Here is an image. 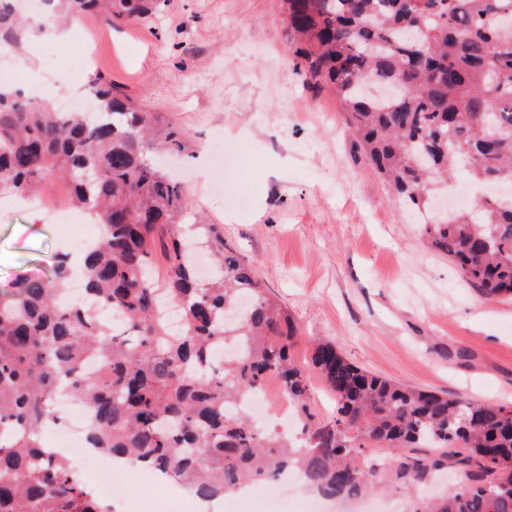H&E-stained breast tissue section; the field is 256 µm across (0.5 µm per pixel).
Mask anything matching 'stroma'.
<instances>
[{
  "instance_id": "1",
  "label": "stroma",
  "mask_w": 512,
  "mask_h": 512,
  "mask_svg": "<svg viewBox=\"0 0 512 512\" xmlns=\"http://www.w3.org/2000/svg\"><path fill=\"white\" fill-rule=\"evenodd\" d=\"M69 31L53 74L39 64L27 81L53 104L100 74L184 134V149L159 161L296 319V359L311 339H329L379 376L512 404V298H484L428 247L365 163L335 94L308 85L282 0H163L144 20L90 15ZM69 200L58 178L41 185L38 211L0 195L1 286L64 251L47 210ZM459 481L455 470L422 492L391 481L370 499L412 512Z\"/></svg>"
}]
</instances>
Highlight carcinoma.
<instances>
[{"mask_svg": "<svg viewBox=\"0 0 512 512\" xmlns=\"http://www.w3.org/2000/svg\"><path fill=\"white\" fill-rule=\"evenodd\" d=\"M44 24L93 14L145 18L159 0H45ZM505 0H284L296 50L315 86L333 88L366 162L415 216L437 185L459 173L475 185L512 183V15ZM14 0H0V46L27 39ZM88 87L103 105L89 123L0 84V194L34 195L49 176L70 188L101 235L84 251L85 289L98 308L59 305L71 277L60 254L45 275L0 287V512H112L44 446L59 416L57 393L91 407L96 447L190 485L203 499L297 471L327 497L373 490L386 473L367 465L371 444L405 450L392 475L405 489L453 466L461 484L413 512H512V406L466 402L401 385L352 363L329 340L308 360L292 357L298 326L224 244L217 224L184 223L180 182L150 159L182 134L159 130L151 112L113 91ZM487 299L512 297V200L475 196L424 227ZM163 244V277L151 247ZM203 242L212 276L198 277L189 247ZM181 312L169 330L161 299ZM232 342L237 359L213 351ZM321 379L336 414L310 411L309 379ZM276 378L299 423L287 439L229 408Z\"/></svg>", "mask_w": 512, "mask_h": 512, "instance_id": "obj_1", "label": "carcinoma"}]
</instances>
